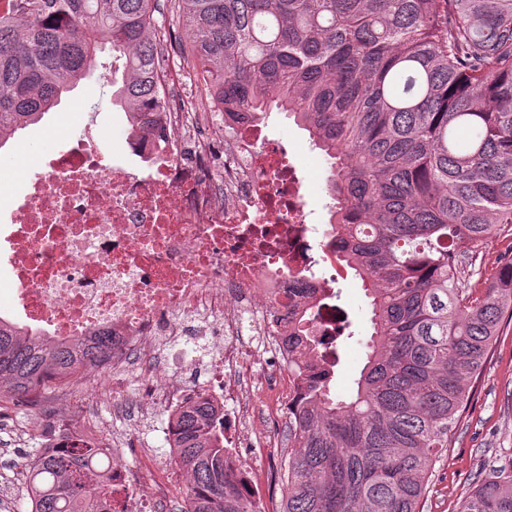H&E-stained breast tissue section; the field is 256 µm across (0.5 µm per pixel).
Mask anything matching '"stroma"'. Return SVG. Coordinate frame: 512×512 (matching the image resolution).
I'll use <instances>...</instances> for the list:
<instances>
[{"instance_id":"obj_1","label":"stroma","mask_w":512,"mask_h":512,"mask_svg":"<svg viewBox=\"0 0 512 512\" xmlns=\"http://www.w3.org/2000/svg\"><path fill=\"white\" fill-rule=\"evenodd\" d=\"M101 62L93 78L63 95L61 104L49 113L36 128L15 136L6 154L15 156L16 165L10 173L15 182H23L41 168L46 152L67 147L79 136L84 123L97 121L102 131L103 147L107 154L120 156L127 137L126 118L112 103L111 50L99 55ZM270 125L276 129L288 148L294 151L310 176L307 189L308 204L317 216L326 217L325 179L327 164L319 150L314 149L305 131L298 128L280 112L271 113ZM512 261V227H504L485 241L477 255L469 287L484 288L487 278L501 265ZM341 302L348 311L352 336L341 341L340 360L331 387L336 395H347L365 363L361 338L369 335L368 300L362 282L352 272L339 280ZM159 355L167 366L155 378L158 387L174 381L193 385L203 380L210 351L204 340L179 342L177 347H161ZM125 398L112 404L95 398L92 376L75 380L73 389L84 393L86 399L70 406L62 397L41 399L17 406L0 400V512H30L27 474L32 451L48 444L50 423L73 429L94 424L106 430L112 438V449L119 453L131 468L141 466L143 449L153 452L156 471L171 470L170 448L166 442L168 418L160 408L146 409L137 402L142 384L136 369H128L120 377ZM252 427L268 432L269 444L263 451V464L255 470V479L265 492L272 512H281L284 492L281 481L271 474L279 470L287 458L288 427L284 422H272L270 416L255 412ZM512 466V321H503L496 345L474 383L467 410L454 430L448 455L436 464L430 478L424 512H457L458 503L474 483L485 479L494 470Z\"/></svg>"}]
</instances>
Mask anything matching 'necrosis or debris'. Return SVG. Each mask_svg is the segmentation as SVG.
<instances>
[{
    "instance_id": "1",
    "label": "necrosis or debris",
    "mask_w": 512,
    "mask_h": 512,
    "mask_svg": "<svg viewBox=\"0 0 512 512\" xmlns=\"http://www.w3.org/2000/svg\"><path fill=\"white\" fill-rule=\"evenodd\" d=\"M182 69L167 77L160 134L144 138L147 172L111 162L97 127L50 152L11 211L0 288L27 334L70 343L112 338L101 373L137 360L142 406L182 411L189 390L156 393V350L184 336L218 341L213 376L201 393L224 420V446L243 492L258 490L245 464L260 448L244 426L261 385L275 416L298 392L288 304L309 288L315 335L334 345L336 258L326 230L311 223L301 164L278 148L266 122L225 112L217 98L184 92ZM113 512H138V475L113 459Z\"/></svg>"
}]
</instances>
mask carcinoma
<instances>
[{
  "instance_id": "cac0c4a2",
  "label": "carcinoma",
  "mask_w": 512,
  "mask_h": 512,
  "mask_svg": "<svg viewBox=\"0 0 512 512\" xmlns=\"http://www.w3.org/2000/svg\"><path fill=\"white\" fill-rule=\"evenodd\" d=\"M199 71L226 112H284L328 161L326 247L369 299L366 363L344 397L331 391L339 353L311 335L284 337L302 387L288 409L294 451L282 464L284 512H423L432 468L448 451L503 317L512 262L483 292L466 287L480 246L512 224V0H171ZM158 0H7L0 10V149L40 124L63 94L124 60L112 103L135 139L161 127L166 59ZM92 346L26 338L0 317V395L32 404L54 373ZM190 512H254L237 493L224 422L201 398L168 421ZM110 448H36L31 512H112L87 471ZM459 512H512V473L476 484Z\"/></svg>"
}]
</instances>
